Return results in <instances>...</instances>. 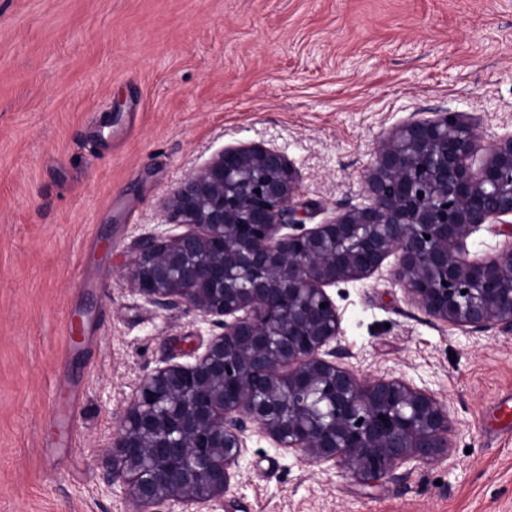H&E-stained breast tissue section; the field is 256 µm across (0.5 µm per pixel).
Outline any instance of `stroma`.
<instances>
[{
    "instance_id": "1",
    "label": "stroma",
    "mask_w": 512,
    "mask_h": 512,
    "mask_svg": "<svg viewBox=\"0 0 512 512\" xmlns=\"http://www.w3.org/2000/svg\"><path fill=\"white\" fill-rule=\"evenodd\" d=\"M465 112L512 133V0H0V512H137L103 450L140 378L212 328L125 276L165 198L269 142L307 224L368 204L376 144ZM329 293L340 365L447 404L449 462L367 483L251 431L215 512H512V334L430 318L392 275Z\"/></svg>"
}]
</instances>
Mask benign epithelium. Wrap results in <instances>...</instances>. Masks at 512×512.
<instances>
[{"label": "benign epithelium", "instance_id": "benign-epithelium-1", "mask_svg": "<svg viewBox=\"0 0 512 512\" xmlns=\"http://www.w3.org/2000/svg\"><path fill=\"white\" fill-rule=\"evenodd\" d=\"M481 139L461 112L407 122L376 148L371 204L311 227L295 169L269 143L220 152L171 193L165 216L188 230L141 238L127 277L153 304L199 311L213 334L193 362L146 375L119 418L109 478L141 512L223 499L253 428L366 482L448 457L445 404L336 362L342 320L327 288L394 254L395 281L428 316L511 333L512 134L476 168ZM483 225L508 248L472 260L466 240Z\"/></svg>", "mask_w": 512, "mask_h": 512}]
</instances>
